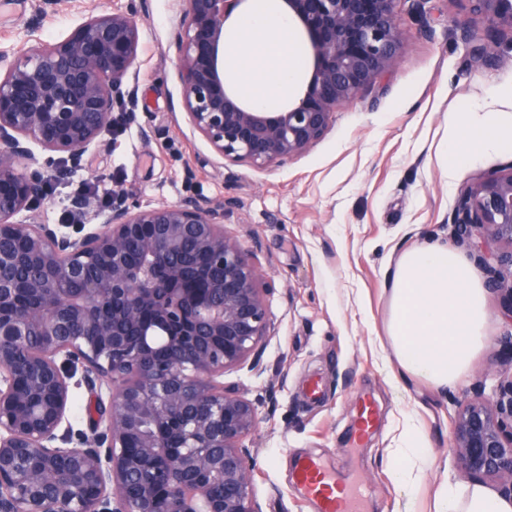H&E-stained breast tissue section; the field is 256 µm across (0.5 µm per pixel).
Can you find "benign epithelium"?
<instances>
[{"mask_svg":"<svg viewBox=\"0 0 512 512\" xmlns=\"http://www.w3.org/2000/svg\"><path fill=\"white\" fill-rule=\"evenodd\" d=\"M240 2L179 0L177 76L194 128L256 169L322 140L336 105L370 92L405 41L400 0H284L314 66L296 100L258 110L224 77V27ZM465 2L487 27L480 36L464 24L460 38L491 61L504 36L512 43V0ZM140 39L114 8L55 43L0 51V512H160L163 500L173 512H261L244 445L257 408L221 377L258 365L270 312L258 267L224 232V205L185 198L101 212L78 193L70 223L39 220L41 169L80 168L90 146L104 145L113 106L132 95ZM33 144L50 157L40 161ZM23 211L28 220L14 221ZM453 224L512 323V165L461 191ZM160 258L168 288L154 276ZM21 288L41 306L18 308ZM29 338L40 344L20 374ZM74 384L94 404L85 431L69 421ZM453 448L469 479L512 499V377L489 390L482 380L460 402Z\"/></svg>","mask_w":512,"mask_h":512,"instance_id":"7a95c632","label":"benign epithelium"}]
</instances>
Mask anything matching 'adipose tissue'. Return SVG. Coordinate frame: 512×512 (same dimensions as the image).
Segmentation results:
<instances>
[{"instance_id":"ef3b65f1","label":"adipose tissue","mask_w":512,"mask_h":512,"mask_svg":"<svg viewBox=\"0 0 512 512\" xmlns=\"http://www.w3.org/2000/svg\"><path fill=\"white\" fill-rule=\"evenodd\" d=\"M294 22L284 13L260 10L231 35V72L252 106L270 107L284 98L301 75V51ZM512 152V114L478 118L466 112L448 116L441 151L443 172L457 174L477 157ZM390 288L383 369L401 388L422 380L436 390L458 387L487 347L490 318L486 288L466 259L448 243L425 241L388 265ZM431 462L430 442L414 417H407L401 445L389 449L385 464L394 484L410 492L420 487ZM435 512H512V501L480 483L460 486L443 480Z\"/></svg>"}]
</instances>
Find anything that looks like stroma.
I'll list each match as a JSON object with an SVG mask.
<instances>
[{
	"label": "stroma",
	"mask_w": 512,
	"mask_h": 512,
	"mask_svg": "<svg viewBox=\"0 0 512 512\" xmlns=\"http://www.w3.org/2000/svg\"><path fill=\"white\" fill-rule=\"evenodd\" d=\"M39 0L0 9V50L13 51L35 33L42 42L66 37L90 11L132 12L141 50L129 75L133 98L116 104L106 148L92 147L67 175L46 169L40 219L68 221L67 199L88 191L95 201L171 204L187 197L224 206V229L261 269L271 334L258 367L224 375L226 387L255 402L260 423L245 440L256 458L255 494L263 512H315L291 479L294 456L319 458L341 480L360 484L363 512H433L443 479L464 486L452 439L458 400L474 396L487 372L512 375L504 346L512 326L488 294L492 342L473 362L464 387L446 393L422 382L395 390L382 368L378 339L388 316L385 264L418 242L446 241L461 189L512 163V155L479 157L454 180L438 154L452 112L512 113V48L483 63L455 26L481 17L461 0H425L404 7L406 39L373 91L339 104L331 131L304 154L265 169L224 159L191 125L181 103L172 30L174 0H68L40 10ZM151 128L143 136L142 128ZM322 396L309 401L308 383ZM374 399L376 430L359 436V396ZM430 440L432 463L412 497L383 466L397 447L408 411Z\"/></svg>",
	"instance_id": "1"
}]
</instances>
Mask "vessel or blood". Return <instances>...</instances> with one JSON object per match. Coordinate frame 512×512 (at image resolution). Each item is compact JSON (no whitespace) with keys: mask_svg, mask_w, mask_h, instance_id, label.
Instances as JSON below:
<instances>
[{"mask_svg":"<svg viewBox=\"0 0 512 512\" xmlns=\"http://www.w3.org/2000/svg\"><path fill=\"white\" fill-rule=\"evenodd\" d=\"M292 478L304 495L316 504L318 512H362L353 486H337L331 472L317 458L300 459Z\"/></svg>","mask_w":512,"mask_h":512,"instance_id":"1","label":"vessel or blood"}]
</instances>
